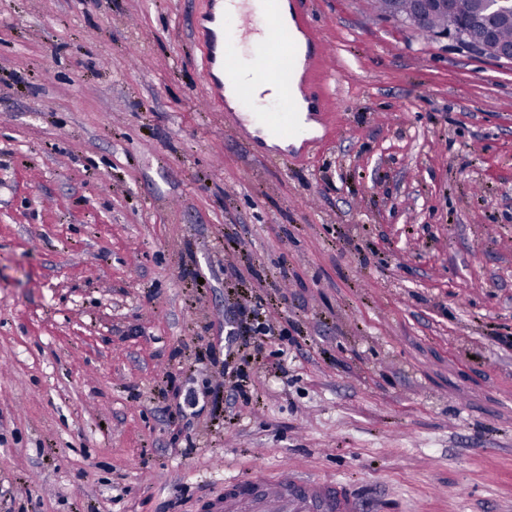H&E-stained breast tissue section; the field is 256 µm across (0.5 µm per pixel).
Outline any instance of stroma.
I'll return each mask as SVG.
<instances>
[{"mask_svg": "<svg viewBox=\"0 0 512 512\" xmlns=\"http://www.w3.org/2000/svg\"><path fill=\"white\" fill-rule=\"evenodd\" d=\"M210 7L0 0V512L281 470L512 512V62L301 0L331 129L271 164L208 100ZM258 296L285 335L227 337Z\"/></svg>", "mask_w": 512, "mask_h": 512, "instance_id": "35a3bbf8", "label": "stroma"}]
</instances>
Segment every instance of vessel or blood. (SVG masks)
<instances>
[{
  "label": "vessel or blood",
  "instance_id": "obj_1",
  "mask_svg": "<svg viewBox=\"0 0 512 512\" xmlns=\"http://www.w3.org/2000/svg\"><path fill=\"white\" fill-rule=\"evenodd\" d=\"M216 23L224 33L221 48L206 55L205 79L222 72L234 84L241 112L238 127L259 126L288 140L297 133L296 110L289 96L301 61L319 53V45L299 46L303 16L284 20L281 0H232ZM257 63L254 76L243 77L246 60ZM204 512H361L360 503L343 485L305 477L261 473L249 482L225 480L223 496L210 499Z\"/></svg>",
  "mask_w": 512,
  "mask_h": 512
}]
</instances>
